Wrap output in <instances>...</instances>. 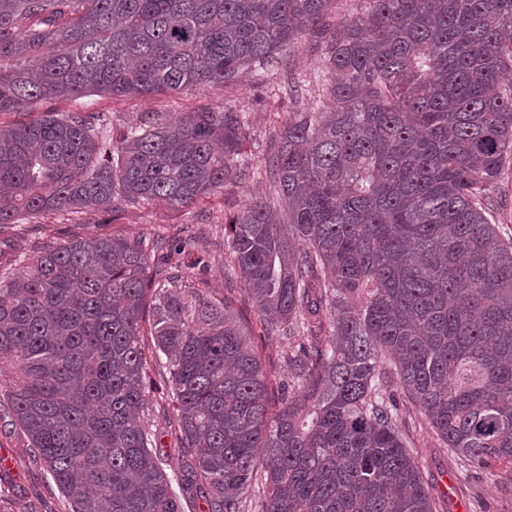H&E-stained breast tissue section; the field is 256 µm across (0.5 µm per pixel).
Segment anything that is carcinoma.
I'll return each mask as SVG.
<instances>
[{
  "mask_svg": "<svg viewBox=\"0 0 512 512\" xmlns=\"http://www.w3.org/2000/svg\"><path fill=\"white\" fill-rule=\"evenodd\" d=\"M330 0H0V112L87 92L153 96L229 83ZM321 70L328 109L288 113L264 158L284 213L255 197L228 225L271 332L328 343L263 370L232 304L104 234L0 264V407L66 512H437L398 426V381L465 465L512 466V240L488 218L512 148V0H368ZM231 107L111 129L98 112L0 126V224L115 198L184 208L240 173ZM153 314L183 436L177 475L141 421Z\"/></svg>",
  "mask_w": 512,
  "mask_h": 512,
  "instance_id": "carcinoma-1",
  "label": "carcinoma"
}]
</instances>
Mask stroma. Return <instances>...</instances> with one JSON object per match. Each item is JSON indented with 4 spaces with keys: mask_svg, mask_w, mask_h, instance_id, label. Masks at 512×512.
<instances>
[{
    "mask_svg": "<svg viewBox=\"0 0 512 512\" xmlns=\"http://www.w3.org/2000/svg\"><path fill=\"white\" fill-rule=\"evenodd\" d=\"M366 0H331L322 20L284 49L277 65L253 63L232 84L221 83L204 90H185L155 97H118L89 94L73 99H54L37 104L36 113L90 111L101 113L116 127L137 122L151 112L178 115L195 111L197 106H230L246 115L250 139L245 147L250 170L228 182L221 194L207 196L196 204L178 210L122 202L119 211L104 206L81 213L40 214L19 217L16 223L0 230V241L37 249L49 244L103 233L139 237L146 243L175 245L181 239L194 244L182 259L179 269L184 282L205 288L211 298L229 295L239 288L240 274L226 254L224 222L232 218L251 198L265 197L269 184L255 174L270 149L278 129L289 113L320 107L326 99L315 76L326 55L330 35L336 25L363 16ZM304 85L303 98L285 95L282 85L287 77ZM492 216L501 236L512 239V153H506L501 176L491 197ZM235 310L245 320L248 336L262 354L265 364L276 366L281 377H288V357L304 339L282 333H270L260 316L248 303L235 301ZM154 386L148 395L145 418L157 430L156 444L163 453L177 455L181 446L178 427L168 426L169 389L166 372L151 367ZM400 422L405 424L409 445L423 478L437 502L438 512H512V469L468 471L458 457L445 448L426 423L424 416L410 404L400 386L392 384ZM28 441L8 419L0 420V512H65L61 493L43 468L30 462Z\"/></svg>",
    "mask_w": 512,
    "mask_h": 512,
    "instance_id": "35a3bbf8",
    "label": "stroma"
}]
</instances>
